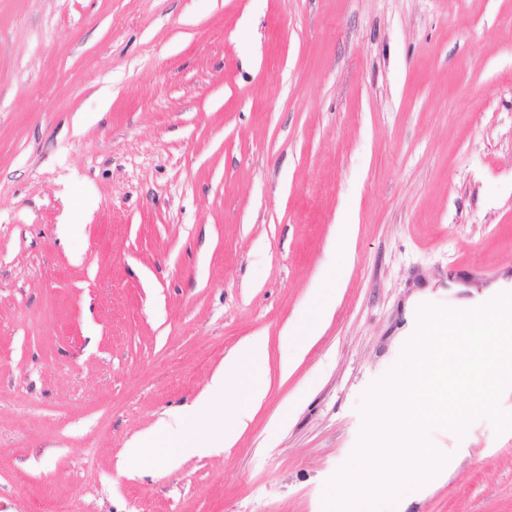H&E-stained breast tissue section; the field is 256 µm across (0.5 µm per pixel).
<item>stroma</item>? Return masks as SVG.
<instances>
[{
  "label": "stroma",
  "mask_w": 512,
  "mask_h": 512,
  "mask_svg": "<svg viewBox=\"0 0 512 512\" xmlns=\"http://www.w3.org/2000/svg\"><path fill=\"white\" fill-rule=\"evenodd\" d=\"M506 291L512 0H0V512H322L419 307ZM256 336L237 442L125 468ZM428 437L383 512H512V428ZM335 304L336 289L321 286L301 316L286 328L282 334V343L287 355L283 371L287 372L312 344L321 323L330 315Z\"/></svg>",
  "instance_id": "35a3bbf8"
}]
</instances>
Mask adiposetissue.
<instances>
[{
  "instance_id": "ef3b65f1",
  "label": "adipose tissue",
  "mask_w": 512,
  "mask_h": 512,
  "mask_svg": "<svg viewBox=\"0 0 512 512\" xmlns=\"http://www.w3.org/2000/svg\"><path fill=\"white\" fill-rule=\"evenodd\" d=\"M335 304V289L318 288L301 316L291 322L283 334L285 366H292L308 349ZM264 349L265 343L259 338L241 345L233 356L225 359L223 370L214 375L208 391L183 412L175 424L160 423L155 430L128 443L125 465L131 469L150 462L170 466L189 454H212L234 445L250 420L254 406L265 395L256 370Z\"/></svg>"
}]
</instances>
